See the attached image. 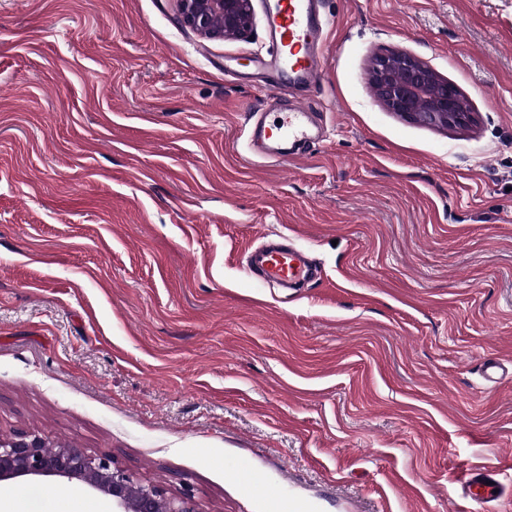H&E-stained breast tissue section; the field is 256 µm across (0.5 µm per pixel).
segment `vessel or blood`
Instances as JSON below:
<instances>
[{
	"mask_svg": "<svg viewBox=\"0 0 512 512\" xmlns=\"http://www.w3.org/2000/svg\"><path fill=\"white\" fill-rule=\"evenodd\" d=\"M329 23L317 8V0H276L268 18V57L266 71L289 74L316 81L324 71L322 51L324 33ZM283 89L273 88L265 100L266 113L272 123H258L251 133L255 151L268 158L279 153L270 145L268 129H275L282 139L299 142L309 137L310 112L303 102L292 108L280 107ZM249 270L261 283L279 288H293L314 283L317 271L313 259L299 250L287 236L269 238L249 252ZM462 491L472 501L484 506L499 501L503 492L499 473L493 469L467 468L459 479Z\"/></svg>",
	"mask_w": 512,
	"mask_h": 512,
	"instance_id": "obj_1",
	"label": "vessel or blood"
}]
</instances>
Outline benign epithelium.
<instances>
[{"label":"benign epithelium","mask_w":512,"mask_h":512,"mask_svg":"<svg viewBox=\"0 0 512 512\" xmlns=\"http://www.w3.org/2000/svg\"><path fill=\"white\" fill-rule=\"evenodd\" d=\"M182 22L204 38H233L252 27V0H177ZM370 81L383 104L434 127L465 126L470 108L453 85L420 60L393 53L375 58ZM73 480L112 500L113 512H198L189 497L166 496L106 456L77 448H48L37 437L0 440V482L17 478Z\"/></svg>","instance_id":"1"}]
</instances>
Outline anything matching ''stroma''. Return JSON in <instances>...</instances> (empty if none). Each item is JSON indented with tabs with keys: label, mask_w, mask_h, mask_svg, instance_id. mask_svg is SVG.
<instances>
[{
	"label": "stroma",
	"mask_w": 512,
	"mask_h": 512,
	"mask_svg": "<svg viewBox=\"0 0 512 512\" xmlns=\"http://www.w3.org/2000/svg\"><path fill=\"white\" fill-rule=\"evenodd\" d=\"M204 39L176 0H0V438L106 455L199 512H267L226 466L292 484L286 512H470L512 498V0H321L322 141L251 154L265 0ZM408 53L473 120L387 110L371 59ZM288 235L296 292L245 251ZM20 512H112L17 479ZM497 470L486 468H466L459 479L460 488L468 492L472 501H475L481 509L492 511L485 507L491 502H498L503 492L502 483ZM490 482V485H486Z\"/></svg>",
	"instance_id": "35a3bbf8"
}]
</instances>
